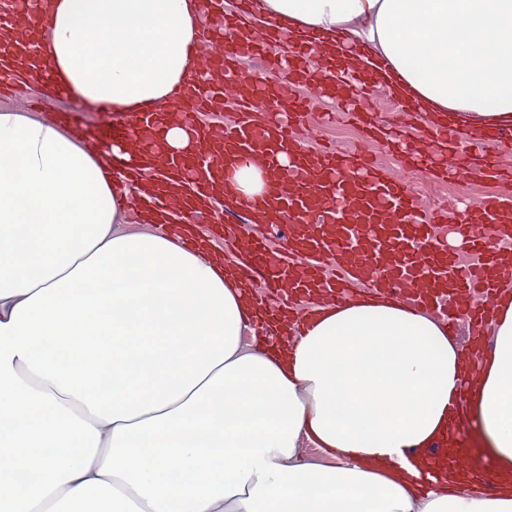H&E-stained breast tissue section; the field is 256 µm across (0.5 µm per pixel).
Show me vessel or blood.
I'll list each match as a JSON object with an SVG mask.
<instances>
[{
    "label": "vessel or blood",
    "mask_w": 512,
    "mask_h": 512,
    "mask_svg": "<svg viewBox=\"0 0 512 512\" xmlns=\"http://www.w3.org/2000/svg\"><path fill=\"white\" fill-rule=\"evenodd\" d=\"M208 6L219 23L205 29L201 40L214 52L175 89L166 108L113 114L98 128L72 111L74 130L119 147L130 182L160 152L166 129L177 125L189 132L198 150L170 156L164 165V181H179L184 191L177 200L165 193L156 197L154 211L162 223L174 211L186 223H207L215 189L224 185L228 170L259 158L277 191L254 199L249 208L264 213L267 225H286L288 234L273 244L244 225H228L224 247L238 259L240 282L260 317L287 318L297 332L307 315L292 299L322 297L341 305L361 287L373 286L394 300L411 296L448 329L467 321L472 352L480 354L494 299L512 284V195L460 198L424 209L410 186L390 176L368 150L382 148L399 168L430 179L505 180L512 177V164L505 161L512 154V129L431 128L404 102V119L385 122L373 112L371 91L353 68L358 49L320 63L303 36L288 39L274 22L256 37L234 38L235 10L226 0H209ZM249 58L260 66L247 75L241 65ZM36 78L43 104L69 98L49 63L42 62ZM221 86L236 90L231 121L218 128L201 125L200 114L217 106ZM313 99L335 105L341 119L362 124L364 147L311 150L303 129ZM450 430V438L438 440L427 457L449 459L463 484L481 494L492 491L495 478L467 453L462 426Z\"/></svg>",
    "instance_id": "1"
}]
</instances>
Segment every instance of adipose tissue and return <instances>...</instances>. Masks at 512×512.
<instances>
[{"instance_id": "adipose-tissue-1", "label": "adipose tissue", "mask_w": 512, "mask_h": 512, "mask_svg": "<svg viewBox=\"0 0 512 512\" xmlns=\"http://www.w3.org/2000/svg\"><path fill=\"white\" fill-rule=\"evenodd\" d=\"M204 0H42L44 58L91 110L164 104L201 61ZM364 45L436 124L512 127V0H252L265 21ZM52 114L0 110V512H512V289L479 359L381 291L322 299L304 332L245 343L235 261L180 228L124 227L130 193ZM255 162L225 184L268 192ZM494 494L423 488L406 451L451 419ZM329 462H308L304 445Z\"/></svg>"}]
</instances>
